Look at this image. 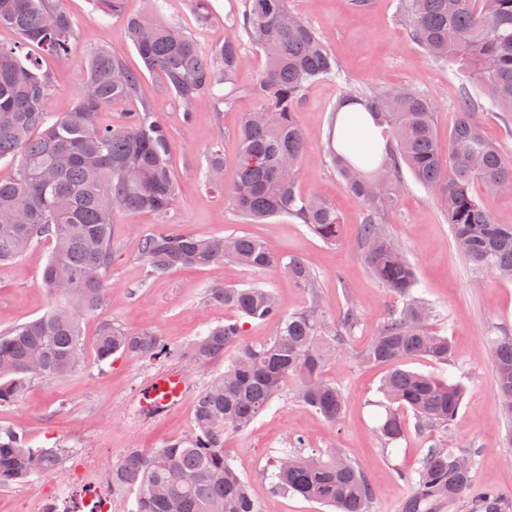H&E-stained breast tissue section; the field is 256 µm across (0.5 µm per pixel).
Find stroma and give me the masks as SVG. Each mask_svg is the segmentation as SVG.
<instances>
[{
    "instance_id": "1",
    "label": "stroma",
    "mask_w": 512,
    "mask_h": 512,
    "mask_svg": "<svg viewBox=\"0 0 512 512\" xmlns=\"http://www.w3.org/2000/svg\"><path fill=\"white\" fill-rule=\"evenodd\" d=\"M191 2L165 0L163 18L181 20L205 46L223 44L227 34L223 16L236 9L240 0H212L216 19L203 27L193 16ZM400 3L366 0L360 6L355 0H288L291 12L319 33L341 69L340 78L311 84L298 106V119L307 135L300 187L305 194L325 199L338 213L342 238L334 244L323 242L288 216L262 224L244 223L223 193L208 183L209 153L215 145L224 160L225 183L235 177L242 117L260 106L251 89L265 63L262 52L245 46V62L227 104H218L216 95L206 92L187 107L165 90L160 77L148 74L141 82L140 99L154 105L168 129L170 162L178 185L176 201L163 220L207 237L246 233L264 241L277 255L300 257L316 275V290L295 287L275 270L258 272L230 262L146 278L137 240L163 220L150 212L121 210L113 218L106 299L94 315L83 318L85 339H92L102 323L118 322L135 330H153L183 350L209 327L236 319V312L206 297L209 288L224 284L270 288L287 313L318 298L324 325L330 330L347 304H354L361 314L344 354L324 372L343 393L345 410L338 424L328 423L287 390L250 429L225 435L224 454L249 483L261 512H328L322 504L274 493L269 486L267 467L295 436L304 437L309 451L339 448L355 462L371 488L370 512H404L413 492L409 478L434 438L433 433L417 432L416 419L407 410L401 413L404 439L386 446L376 434L379 385L386 369L362 364L360 354L400 301L372 276L364 261L358 243L364 205L337 177L327 147L332 114L350 86L367 94L414 87L431 99L440 138H447L455 124L462 77L435 62L414 42ZM62 6L73 22L74 37L66 59L45 60L54 77L47 106L55 115L69 112L81 94L83 66L94 51L119 54L132 70L142 67L124 18L104 14L95 0H62ZM387 228L413 263L419 292L434 309L432 329L448 335L453 346L448 364L412 357L402 366L465 386L459 418L449 429L448 439L455 448L474 452L475 487L496 490L512 510V445L502 441L508 425L498 411L487 342L498 331L512 332V282L474 272L456 247L445 212L412 175L404 177ZM50 251V244L41 242L0 266V331L48 309L50 298L40 286V277ZM171 370L182 371L189 383L184 399L160 415L145 414L140 405L144 389ZM213 373V368L198 366L183 354L160 359L119 357L102 364L89 347L83 368L68 381L31 382L16 402L0 406V425L15 428L36 447L66 443L70 455L57 473L0 488V512H42L43 494L50 489L55 490L63 512H77L84 500L98 494L111 497L112 512H131L134 493L113 496L107 465L118 462L130 449L149 453L186 435L196 399Z\"/></svg>"
}]
</instances>
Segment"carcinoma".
<instances>
[{"mask_svg":"<svg viewBox=\"0 0 512 512\" xmlns=\"http://www.w3.org/2000/svg\"><path fill=\"white\" fill-rule=\"evenodd\" d=\"M402 13L414 40L435 61L465 69L490 102L512 114V0H402ZM224 25L231 34L220 48L208 49L177 22L126 18L144 69L160 75L167 91L187 106L204 92L234 86L243 42L263 51L265 69L253 88L261 104L243 117L237 175L224 196L249 224L289 216L323 242L336 243L341 232L336 210L299 188L306 134L297 119V104L309 84L341 77L336 60L315 30L288 10L287 0H242L241 9L224 15ZM0 26L19 36L13 44H0V159L19 163L12 180L0 181V266L42 240L53 244L40 279L53 305L0 332L2 405L18 399L33 380L63 381L80 369V320L105 302L115 213L148 210L164 217L177 185L168 163L169 136L151 106L143 104L114 124L98 121L112 102L137 99L142 73L129 70L120 56L99 51L87 61L85 90L72 111L53 116L47 111L51 77L42 71L41 56L66 54L73 35L68 15L50 0H0ZM29 47L40 55L25 52ZM358 105L382 129L388 150L351 157L336 146L333 122L328 155L346 189L365 204L360 242L371 274L402 302L364 353L368 363L390 365L380 385L383 413L376 427L389 446L406 435L399 409L412 411L421 428L446 429L456 421L465 394L457 382L400 365L409 357L446 364L452 350L448 337L429 327V308L415 295L414 266L382 228L402 191L403 169L444 209L469 264L512 282V224L497 223L472 194L476 181L489 192L511 190L512 157L485 137L478 104L466 90L448 131L446 153L433 103L411 87L369 96L350 89L336 112ZM137 252L148 277L231 260L254 271L279 270L301 288L312 287L315 279L302 259L278 256L247 234L204 238L176 224H158L140 238ZM208 296L237 312L238 319L209 328L192 341L189 354L202 365L222 361L224 370L199 394L187 435L147 455L133 449L112 464V495L135 491L132 512H261L245 480L224 458V435L248 429L290 379L305 407L334 424L342 419V393L323 371L359 327L356 310L346 309L327 334L317 304L285 313L269 288L216 286ZM250 322L266 323L273 331L249 343L244 327ZM489 342L501 412L512 422V334ZM93 346L100 362L114 355L179 353L153 331L115 323L100 328ZM68 456L64 445L33 448L0 425V488L56 472ZM460 458L472 461L449 449L446 437L432 445L404 512H429L442 500L465 496L471 512H503L496 491L474 489L472 469L458 467ZM273 467L276 491L336 512H369V484L339 452L305 456L286 450Z\"/></svg>","mask_w":512,"mask_h":512,"instance_id":"obj_1","label":"carcinoma"}]
</instances>
